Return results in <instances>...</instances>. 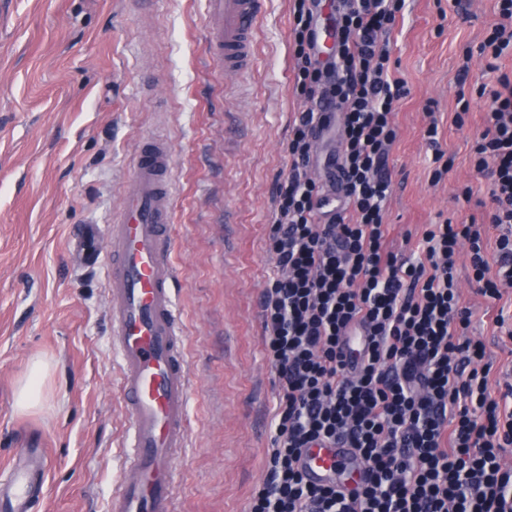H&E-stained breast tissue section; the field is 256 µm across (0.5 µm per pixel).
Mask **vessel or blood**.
Masks as SVG:
<instances>
[{
  "label": "vessel or blood",
  "mask_w": 512,
  "mask_h": 512,
  "mask_svg": "<svg viewBox=\"0 0 512 512\" xmlns=\"http://www.w3.org/2000/svg\"><path fill=\"white\" fill-rule=\"evenodd\" d=\"M263 0H206L207 39L226 73L248 69ZM171 148L148 138L127 173L117 209L107 226L84 224L72 254L88 266L105 267L113 347L120 359L128 422L124 475L112 512H177L175 460L185 445L189 372L183 331L173 295ZM300 466L323 484L363 477L352 449L312 445ZM43 448L23 449L0 468V512H31L46 475Z\"/></svg>",
  "instance_id": "obj_1"
}]
</instances>
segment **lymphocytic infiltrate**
I'll return each mask as SVG.
<instances>
[{"label": "lymphocytic infiltrate", "mask_w": 512, "mask_h": 512, "mask_svg": "<svg viewBox=\"0 0 512 512\" xmlns=\"http://www.w3.org/2000/svg\"><path fill=\"white\" fill-rule=\"evenodd\" d=\"M319 0H294V119L277 183L268 251L277 273L261 297L263 347L275 371L274 439L248 512H512V385L491 393L494 360L470 334L473 312L457 279L461 248L477 292L512 289V0L479 47L498 87L470 149L491 206L462 224L427 225L417 259L389 246L386 169L398 139L390 34L405 0H337V52H314ZM340 117L337 209L314 180L325 109ZM355 449L367 468L356 490L310 483L303 448Z\"/></svg>", "instance_id": "1"}]
</instances>
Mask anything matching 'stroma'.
<instances>
[{
    "label": "stroma",
    "instance_id": "stroma-1",
    "mask_svg": "<svg viewBox=\"0 0 512 512\" xmlns=\"http://www.w3.org/2000/svg\"><path fill=\"white\" fill-rule=\"evenodd\" d=\"M496 0H406L391 35L410 90L395 113L388 170L390 240L410 254L424 225L481 215L485 179L469 143L486 98L457 127L459 83L494 85L477 49ZM292 0H265L249 69L227 79L208 53L205 0H0V463L40 442L49 466L38 512H110L128 423L119 390L107 280L70 241L88 218L108 224L127 169L150 137L172 150L174 293L193 384L177 459L179 512H246L274 430V369L260 298L274 186L305 99L294 89ZM453 165L432 182L427 106ZM472 196L458 198L461 186ZM467 258L458 275L472 334L503 372L512 339L492 333ZM49 365L39 402L18 410L34 359Z\"/></svg>",
    "mask_w": 512,
    "mask_h": 512
}]
</instances>
